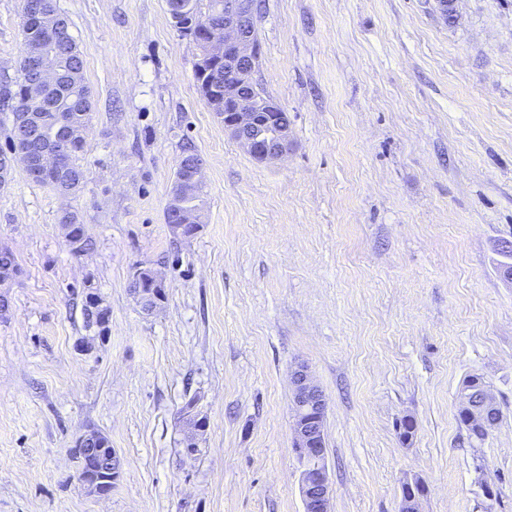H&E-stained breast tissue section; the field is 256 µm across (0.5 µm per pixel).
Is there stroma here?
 <instances>
[{
	"instance_id": "obj_1",
	"label": "stroma",
	"mask_w": 512,
	"mask_h": 512,
	"mask_svg": "<svg viewBox=\"0 0 512 512\" xmlns=\"http://www.w3.org/2000/svg\"><path fill=\"white\" fill-rule=\"evenodd\" d=\"M54 2L94 112L79 190L19 167L0 186L20 268L0 311V512H304L301 363L327 399L331 512H398L414 477L419 512H512V0H453L449 18L438 0H257V79L294 140L276 163L225 134L166 0ZM21 6L0 0V82ZM188 148L204 207L177 240ZM139 266L165 280L151 313L128 291ZM475 374L503 414L478 447L458 415ZM191 399L209 426L190 458ZM93 431L121 462L104 497L77 478ZM196 156L197 154H195L193 151L187 150V152L183 153L181 159L187 161ZM203 164L204 163L202 158L197 156L194 160L190 161L189 163H181L179 161L177 165L176 193L174 194L173 197L171 193L168 205L172 209H176L179 224H172L174 223L172 210L170 208L166 209V223L171 224V231L173 235L176 237H192L196 232L197 224H199V216L197 213L198 210L183 207V203L181 202V196L182 194H184V192H188V190H190L191 188L200 186L202 184ZM202 192L203 186H200L197 188V192L194 196L184 197L182 198V201L186 204H189L190 206L198 207L200 205V202H202Z\"/></svg>"
}]
</instances>
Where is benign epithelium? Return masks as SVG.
<instances>
[{
    "instance_id": "1",
    "label": "benign epithelium",
    "mask_w": 512,
    "mask_h": 512,
    "mask_svg": "<svg viewBox=\"0 0 512 512\" xmlns=\"http://www.w3.org/2000/svg\"><path fill=\"white\" fill-rule=\"evenodd\" d=\"M248 0H227L224 3V19H204L212 31L206 41L207 55L224 60V67L236 71L239 84L236 89L224 91V111L216 116L224 120V132L234 138L240 147L259 162L271 163L282 160L291 150L293 141L290 128L276 122L278 104L265 94L244 91L242 87L255 80L260 49L246 27L251 16ZM48 45L26 50L25 63L31 69L34 81L51 86L59 76V60L52 45L53 33L47 34ZM33 114L18 112L13 115V126L20 147L0 162V179L8 178L14 165H23L31 180L49 184L56 172L70 163L68 142L74 138H86L88 128L73 127L61 113L54 112L43 118L51 125L50 134L35 152L28 148V141L38 133L31 130ZM203 160L200 157L188 163H178L176 193L168 205L176 210L178 223L170 225L174 236L189 238L197 229V210L183 207L184 192L202 184ZM293 424L294 448L302 463L299 493L304 512H330L332 485L326 464L325 436L321 417L325 412L326 398L321 388L310 377L307 367L301 365L293 373ZM498 410L495 398L486 387L478 398L471 397V389L461 391L459 414L468 424L486 435L499 424L494 415ZM78 445L80 451L79 482L93 495L106 496L112 491V483L120 476L119 459L112 449L96 439L92 433L83 436ZM424 483L419 479L407 481L402 486L404 507L418 512Z\"/></svg>"
}]
</instances>
